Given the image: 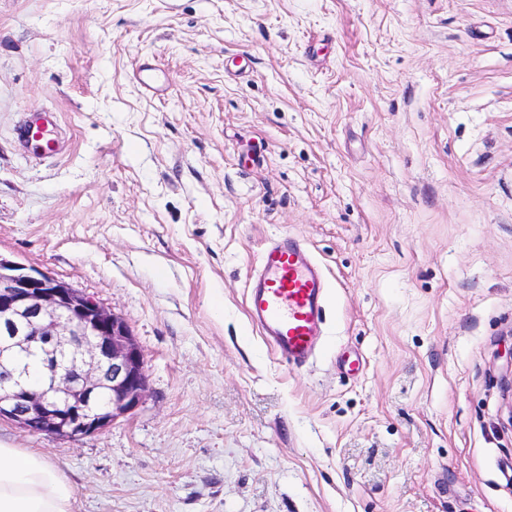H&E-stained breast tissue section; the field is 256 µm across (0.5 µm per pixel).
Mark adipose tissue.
Returning <instances> with one entry per match:
<instances>
[{
  "mask_svg": "<svg viewBox=\"0 0 512 512\" xmlns=\"http://www.w3.org/2000/svg\"><path fill=\"white\" fill-rule=\"evenodd\" d=\"M0 512H76L75 486L41 452L0 441Z\"/></svg>",
  "mask_w": 512,
  "mask_h": 512,
  "instance_id": "adipose-tissue-1",
  "label": "adipose tissue"
}]
</instances>
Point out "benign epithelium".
<instances>
[{
    "label": "benign epithelium",
    "instance_id": "obj_1",
    "mask_svg": "<svg viewBox=\"0 0 512 512\" xmlns=\"http://www.w3.org/2000/svg\"><path fill=\"white\" fill-rule=\"evenodd\" d=\"M52 365L34 387L17 362ZM148 389L147 358L128 322L45 272L0 257V420L79 439L135 410Z\"/></svg>",
    "mask_w": 512,
    "mask_h": 512
}]
</instances>
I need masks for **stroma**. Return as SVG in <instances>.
Wrapping results in <instances>:
<instances>
[{"mask_svg": "<svg viewBox=\"0 0 512 512\" xmlns=\"http://www.w3.org/2000/svg\"><path fill=\"white\" fill-rule=\"evenodd\" d=\"M283 232L329 280L300 368L245 310ZM0 255L147 355L95 435L0 421L76 512H512V0H0ZM58 116L54 110L42 108L36 112V117L24 121L18 126L16 134L19 142H27L37 148L54 151Z\"/></svg>", "mask_w": 512, "mask_h": 512, "instance_id": "stroma-1", "label": "stroma"}]
</instances>
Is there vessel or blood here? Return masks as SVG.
I'll list each match as a JSON object with an SVG mask.
<instances>
[{"label":"vessel or blood","instance_id":"vessel-or-blood-1","mask_svg":"<svg viewBox=\"0 0 512 512\" xmlns=\"http://www.w3.org/2000/svg\"><path fill=\"white\" fill-rule=\"evenodd\" d=\"M58 116L40 109L18 126V141L54 149ZM327 278L303 239H271L259 256V268L247 289V311L271 349L294 365L305 363L323 334Z\"/></svg>","mask_w":512,"mask_h":512}]
</instances>
